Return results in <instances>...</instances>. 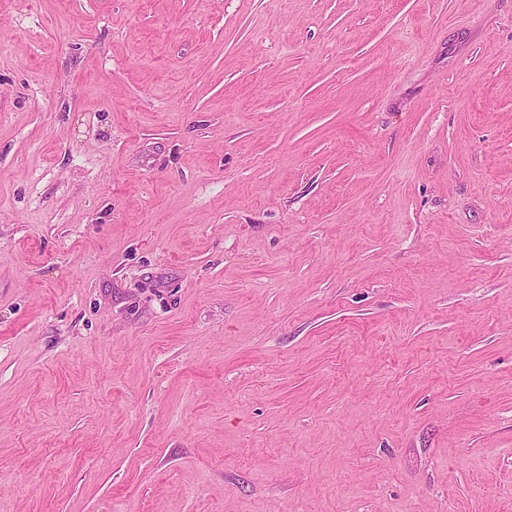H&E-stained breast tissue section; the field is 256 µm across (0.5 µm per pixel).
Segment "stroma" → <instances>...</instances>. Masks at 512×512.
<instances>
[{
	"label": "stroma",
	"instance_id": "1",
	"mask_svg": "<svg viewBox=\"0 0 512 512\" xmlns=\"http://www.w3.org/2000/svg\"><path fill=\"white\" fill-rule=\"evenodd\" d=\"M0 512H512V0H0Z\"/></svg>",
	"mask_w": 512,
	"mask_h": 512
}]
</instances>
